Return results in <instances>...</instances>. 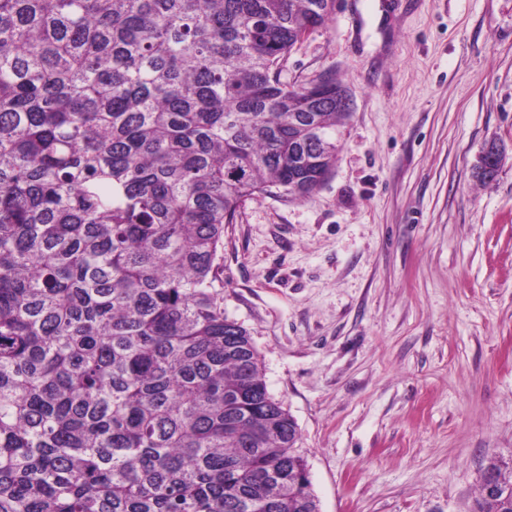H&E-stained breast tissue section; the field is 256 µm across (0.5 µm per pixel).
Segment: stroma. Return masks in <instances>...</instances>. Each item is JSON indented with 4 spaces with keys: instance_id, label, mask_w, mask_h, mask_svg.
I'll return each instance as SVG.
<instances>
[{
    "instance_id": "stroma-1",
    "label": "stroma",
    "mask_w": 512,
    "mask_h": 512,
    "mask_svg": "<svg viewBox=\"0 0 512 512\" xmlns=\"http://www.w3.org/2000/svg\"><path fill=\"white\" fill-rule=\"evenodd\" d=\"M328 71L354 100L333 171L226 225L224 311L321 512H469L512 455V0H336L282 79ZM505 158V146L497 139H489L479 154L476 168L486 181H493L502 168Z\"/></svg>"
}]
</instances>
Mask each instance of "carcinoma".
I'll return each mask as SVG.
<instances>
[{"instance_id":"cac0c4a2","label":"carcinoma","mask_w":512,"mask_h":512,"mask_svg":"<svg viewBox=\"0 0 512 512\" xmlns=\"http://www.w3.org/2000/svg\"><path fill=\"white\" fill-rule=\"evenodd\" d=\"M335 0H0V512H315L298 425L224 313V225L305 198L281 80ZM473 512H512L480 482Z\"/></svg>"}]
</instances>
